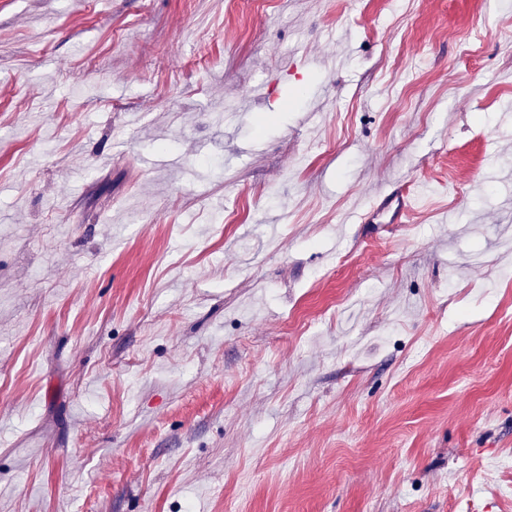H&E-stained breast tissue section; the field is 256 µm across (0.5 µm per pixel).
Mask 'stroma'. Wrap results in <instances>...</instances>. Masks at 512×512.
<instances>
[{
  "mask_svg": "<svg viewBox=\"0 0 512 512\" xmlns=\"http://www.w3.org/2000/svg\"><path fill=\"white\" fill-rule=\"evenodd\" d=\"M511 105L512 0H0V512H512ZM410 199L409 191L404 186L397 187L371 204L362 216L373 217L385 214L389 218V223L403 224L404 219L411 211Z\"/></svg>",
  "mask_w": 512,
  "mask_h": 512,
  "instance_id": "35a3bbf8",
  "label": "stroma"
}]
</instances>
